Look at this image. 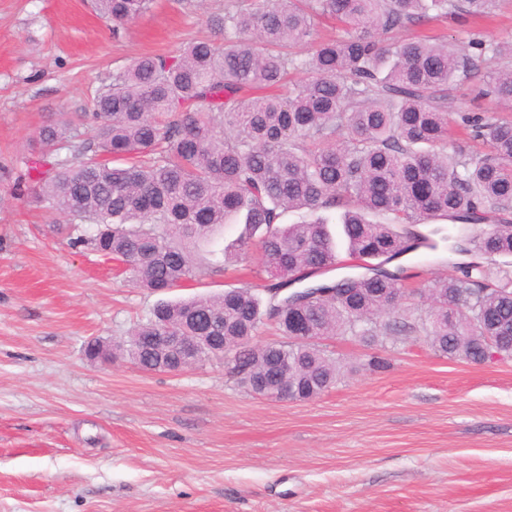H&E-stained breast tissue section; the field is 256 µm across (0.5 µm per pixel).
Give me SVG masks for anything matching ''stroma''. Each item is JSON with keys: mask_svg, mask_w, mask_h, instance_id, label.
I'll return each mask as SVG.
<instances>
[{"mask_svg": "<svg viewBox=\"0 0 512 512\" xmlns=\"http://www.w3.org/2000/svg\"><path fill=\"white\" fill-rule=\"evenodd\" d=\"M224 3L154 0L116 33L93 0H0V512H512V360L332 336L336 383L285 403L244 392L220 360L144 372L86 354L125 340L159 296L73 245L37 199V132L90 108L133 58L212 35ZM420 32L512 41V0L488 21L392 37ZM448 99L456 113L512 117L467 82ZM265 281L252 248L168 297ZM375 356L388 368H370Z\"/></svg>", "mask_w": 512, "mask_h": 512, "instance_id": "1", "label": "stroma"}]
</instances>
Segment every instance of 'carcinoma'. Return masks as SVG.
I'll return each instance as SVG.
<instances>
[{
    "instance_id": "obj_1",
    "label": "carcinoma",
    "mask_w": 512,
    "mask_h": 512,
    "mask_svg": "<svg viewBox=\"0 0 512 512\" xmlns=\"http://www.w3.org/2000/svg\"><path fill=\"white\" fill-rule=\"evenodd\" d=\"M497 2L226 0L211 23L220 38L137 57L97 89L92 111L42 126L46 155L67 149L79 160H54L37 198L72 224L95 225L74 243L126 264L136 287L166 292L208 274L197 248L226 224L242 225L238 250L258 243L273 279L159 302L128 357L163 372L165 352L151 355L135 337L220 336L247 369L237 378L247 392L286 382L293 400L319 396L339 376L326 350L246 342L270 321L292 335L273 289L340 268L339 235L349 256L380 263L322 284L338 294L309 301L305 335L421 336L444 357L512 359V268L499 261L512 256V121L460 113L472 146L447 151L448 89L512 57V41L473 40L467 53L381 39L430 19L489 16ZM94 4L116 35L151 0ZM328 17L342 34L314 40ZM305 44L310 53L298 54ZM482 93L512 102V71L493 72ZM291 212L301 213L295 223ZM423 248L444 255L451 273L429 281L430 306L415 314L401 306L412 274L386 264Z\"/></svg>"
}]
</instances>
